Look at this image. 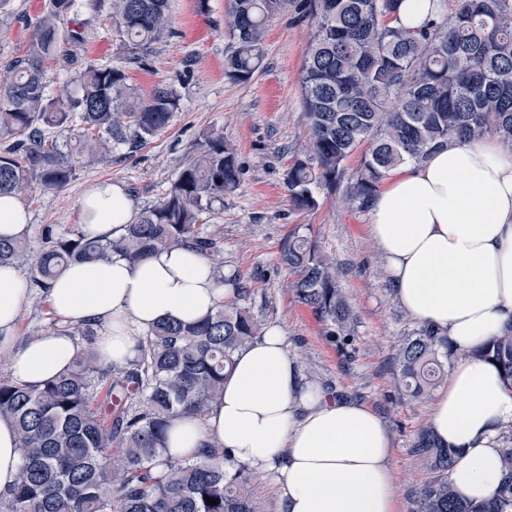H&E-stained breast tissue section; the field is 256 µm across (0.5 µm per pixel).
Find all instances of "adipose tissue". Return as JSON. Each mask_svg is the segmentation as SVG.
<instances>
[{
  "mask_svg": "<svg viewBox=\"0 0 512 512\" xmlns=\"http://www.w3.org/2000/svg\"><path fill=\"white\" fill-rule=\"evenodd\" d=\"M82 230L106 240L134 217L125 188L109 181L79 201ZM396 297L406 313L461 349L512 327V157L492 140L457 142L420 164L392 171L369 208ZM220 274L188 248L165 249L131 263L74 262L51 282L47 300L70 322L105 328L102 367L121 371L161 320L192 323L226 295ZM29 287L0 267V354L12 376L39 386L65 370L73 338L50 332L17 343ZM436 436L455 451L448 472L461 499L496 500L504 473L499 434L512 428V390L494 362L456 361L432 408ZM272 478L275 512H395L392 447L382 418L352 399H329L306 379L277 326L235 356L224 390L201 416L170 422L173 458L208 445ZM19 439L0 419V491L18 480Z\"/></svg>",
  "mask_w": 512,
  "mask_h": 512,
  "instance_id": "obj_1",
  "label": "adipose tissue"
}]
</instances>
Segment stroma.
<instances>
[{
    "label": "stroma",
    "instance_id": "1",
    "mask_svg": "<svg viewBox=\"0 0 512 512\" xmlns=\"http://www.w3.org/2000/svg\"><path fill=\"white\" fill-rule=\"evenodd\" d=\"M298 0L269 23L262 67L246 84L225 78L224 59L232 42L225 27L227 0H170L171 31L155 43L147 66L130 67L128 83L140 97L159 84L175 86L180 105L159 136L101 164L78 169L68 188L38 193L27 201L30 237L41 226L57 232L80 230L77 201L102 181L121 184L134 209L165 196L202 134L223 133L236 151L243 174L237 190L218 214L204 216V232L217 239L225 276L243 279L250 288L243 305L261 327L278 325L288 337L291 356L299 357L306 378L335 398L364 403L384 420L393 448L391 480L396 512H417L415 490L432 477L414 453L421 423L431 420L432 403L419 404L393 388L392 355L415 328L399 304L379 245L368 234L369 215L345 208L337 197H320L311 211L296 210L284 184L295 156L310 144L302 108V67L312 35L310 20L297 17ZM44 0H12L10 17L0 19V63L23 55L31 24ZM85 58L120 63V37L108 16L88 27ZM308 231L319 248L340 265L339 285L356 319L355 342L340 349L323 336L309 309L289 288L280 252L292 230ZM48 303L28 299L17 327L18 341L61 328Z\"/></svg>",
    "mask_w": 512,
    "mask_h": 512
}]
</instances>
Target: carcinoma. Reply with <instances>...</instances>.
Returning a JSON list of instances; mask_svg holds the SVG:
<instances>
[{
    "instance_id": "obj_1",
    "label": "carcinoma",
    "mask_w": 512,
    "mask_h": 512,
    "mask_svg": "<svg viewBox=\"0 0 512 512\" xmlns=\"http://www.w3.org/2000/svg\"><path fill=\"white\" fill-rule=\"evenodd\" d=\"M285 0H228L225 24L234 50L224 76L247 83L259 69L268 23ZM400 0H303L313 30L302 77L309 153L297 156L284 183L298 210L319 206L318 192L342 191V203L369 209L396 167L421 163L458 141L494 139L512 154V0H452L453 11L415 29L397 25ZM168 0H48L33 25L27 54L0 66V196L30 200L57 193L77 168L121 146L136 148L163 132L178 109L176 89L159 85L148 99L127 84L121 66L79 61L86 25L110 10L126 59L146 65L150 45L170 22ZM66 74L64 100L49 92L44 63ZM366 151L351 177L346 160ZM240 168L224 134L211 131L193 146L167 194L136 213L117 237L43 229L34 247L27 235L0 237V266L25 268L39 297L71 262L114 257L131 263L173 247H189L222 264L216 239L199 217L224 209ZM292 271L297 301L311 309L321 333L346 348L354 340L352 310L339 288L336 257L306 235H291L280 252ZM248 288L190 324L162 321L147 334L120 375L102 368L95 322L74 324L70 336L87 347L70 367L40 387L0 378V419L19 436L16 485L0 493V512H257L252 487L262 473L214 447L175 459L166 448L170 420L203 415L224 390L235 354L252 343L259 322L239 305ZM492 359L512 389V328L476 350L454 349L420 325L395 350L397 392L429 401L448 363ZM505 473L491 504L462 501L448 482L454 453L420 428L415 453L437 473L416 488L417 512H512V429L499 436ZM217 504H209L204 496Z\"/></svg>"
}]
</instances>
